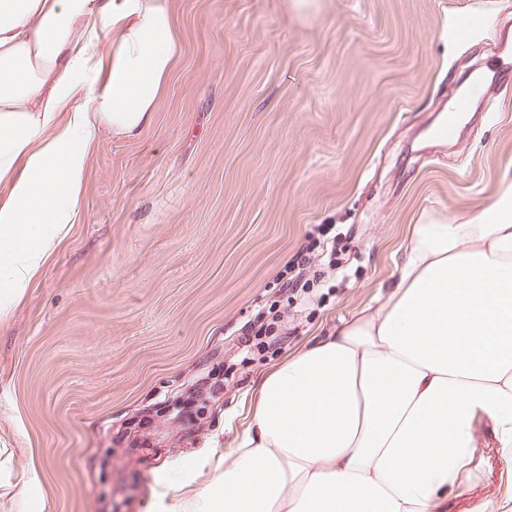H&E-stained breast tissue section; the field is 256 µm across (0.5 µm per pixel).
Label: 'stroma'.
Listing matches in <instances>:
<instances>
[{
  "label": "stroma",
  "instance_id": "35a3bbf8",
  "mask_svg": "<svg viewBox=\"0 0 512 512\" xmlns=\"http://www.w3.org/2000/svg\"><path fill=\"white\" fill-rule=\"evenodd\" d=\"M183 52L151 123L104 134L78 218L0 326V512H161L194 487L224 412L297 346L391 287L422 211L471 215L512 183V78L476 89L456 146L434 138L493 57L512 0H173ZM469 14L476 27L455 34ZM341 268L307 299L297 253ZM276 346L242 359L269 305ZM210 376L209 400L184 390ZM182 410L193 422L171 426ZM152 412L149 443L122 433Z\"/></svg>",
  "mask_w": 512,
  "mask_h": 512
}]
</instances>
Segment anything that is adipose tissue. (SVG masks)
Listing matches in <instances>:
<instances>
[{"mask_svg": "<svg viewBox=\"0 0 512 512\" xmlns=\"http://www.w3.org/2000/svg\"><path fill=\"white\" fill-rule=\"evenodd\" d=\"M181 52L172 0H0V320L67 237L100 135L149 125ZM403 252L392 288L260 380L223 471L163 512H447L512 461V187L422 212Z\"/></svg>", "mask_w": 512, "mask_h": 512, "instance_id": "ef3b65f1", "label": "adipose tissue"}]
</instances>
